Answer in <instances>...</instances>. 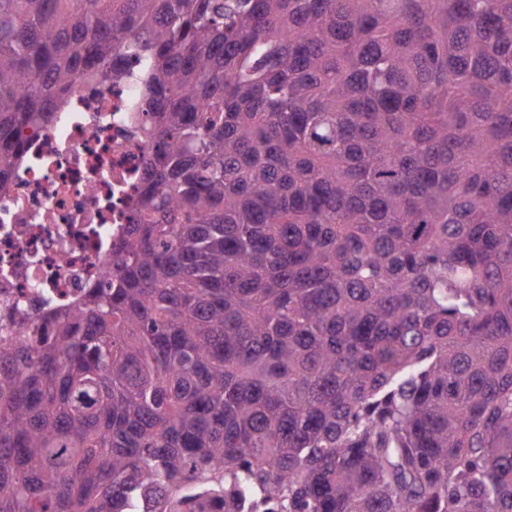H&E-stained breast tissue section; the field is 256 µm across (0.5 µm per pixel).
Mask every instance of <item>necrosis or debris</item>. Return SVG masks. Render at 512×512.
<instances>
[{"label": "necrosis or debris", "mask_w": 512, "mask_h": 512, "mask_svg": "<svg viewBox=\"0 0 512 512\" xmlns=\"http://www.w3.org/2000/svg\"><path fill=\"white\" fill-rule=\"evenodd\" d=\"M121 65L126 79L81 78L49 123L26 129L22 161L0 183V342L20 343L97 287L132 219L152 146L141 65Z\"/></svg>", "instance_id": "4bbe7bcc"}]
</instances>
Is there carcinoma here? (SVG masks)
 I'll use <instances>...</instances> for the list:
<instances>
[{
	"instance_id": "carcinoma-1",
	"label": "carcinoma",
	"mask_w": 512,
	"mask_h": 512,
	"mask_svg": "<svg viewBox=\"0 0 512 512\" xmlns=\"http://www.w3.org/2000/svg\"><path fill=\"white\" fill-rule=\"evenodd\" d=\"M131 51L138 218L0 348V512H512V0H0V182Z\"/></svg>"
}]
</instances>
